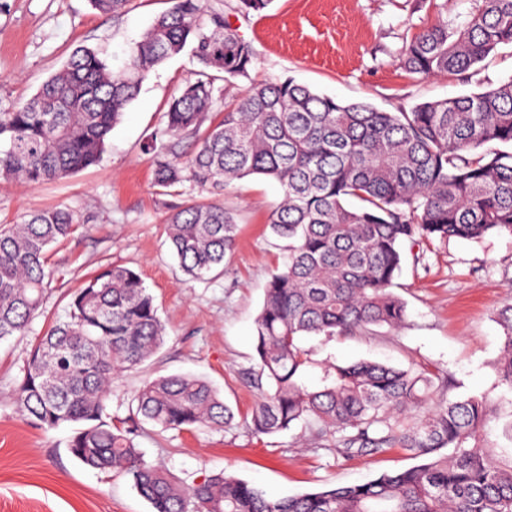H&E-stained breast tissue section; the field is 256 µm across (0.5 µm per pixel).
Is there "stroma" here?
<instances>
[{
	"mask_svg": "<svg viewBox=\"0 0 512 512\" xmlns=\"http://www.w3.org/2000/svg\"><path fill=\"white\" fill-rule=\"evenodd\" d=\"M271 0L261 13L238 12V0H205L250 43L255 80L292 78L343 102L364 101L385 112L498 87L512 79V46L504 45L463 75L422 78L398 65L406 39L434 21L437 8L464 11V0ZM169 0H129L106 16L88 0H0V111L31 98L79 46L99 50L123 68L137 41ZM182 51L150 73L138 97L112 130L101 161L38 187L0 180V224L24 212L66 206L84 225L51 253L55 279L44 314L29 333L0 340V512H151L130 479L81 465L67 450L74 432L65 424L47 432L26 421L13 400L31 344L50 321L64 318L72 292L107 264L139 273L155 297L166 336L158 352L112 386L107 417L126 418L136 390L149 379L192 374L217 387L234 412L224 429L160 431L142 425L135 438L144 458L162 463L175 480L192 484L225 473L274 497L360 484L415 466L391 450L347 458L336 448L305 441L301 427L257 436L250 430L258 395L244 379L253 365L255 320L271 275L288 261V243L267 219L281 185L249 177L220 197L237 222L236 246L222 271L193 280L178 268L166 243L165 219L179 199L200 198L186 184L182 198L157 194L146 144L162 124L167 101L197 70ZM407 304L397 328L356 336H308L313 362L305 375L315 386L327 363L373 360L400 368L447 371L449 397L498 395L492 363L502 329L496 312L512 300V234L414 247L393 288Z\"/></svg>",
	"mask_w": 512,
	"mask_h": 512,
	"instance_id": "stroma-1",
	"label": "stroma"
}]
</instances>
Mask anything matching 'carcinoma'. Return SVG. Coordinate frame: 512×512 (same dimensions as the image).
<instances>
[{
	"label": "carcinoma",
	"instance_id": "carcinoma-1",
	"mask_svg": "<svg viewBox=\"0 0 512 512\" xmlns=\"http://www.w3.org/2000/svg\"><path fill=\"white\" fill-rule=\"evenodd\" d=\"M128 2L89 0L112 15ZM468 2L405 42L401 67L421 77L462 74L512 44V0ZM188 45L200 69L167 103L159 137L168 144L146 145L158 194L181 195L190 182L218 195L249 176L283 187L268 224L288 240L289 257L255 321L252 432L302 423L315 440L336 438L348 458L398 449L422 462L275 500L223 473L176 482L145 461L134 442L141 423L222 428L234 414L207 381L171 375L143 384L128 419L104 421L114 380L166 336L154 296L120 265L74 291L66 319L35 342L15 388L18 410L45 430L81 424L68 452L88 468L129 475L152 512H512V302L496 313L503 336L493 368L505 393L495 397L447 398L449 377L438 370L369 360L326 366L311 390L301 347L306 336L400 326L406 303L391 287L406 243L512 234V80L395 113L286 78L250 84L215 122L217 74L227 86L249 78L252 47L203 0H172L120 71L99 51L77 48L29 100L0 112V179L40 186L97 164L150 72ZM187 138L195 148L183 156L176 147ZM80 227L77 212L58 206L0 227V340L28 331L54 279L50 252ZM165 232L182 272L200 279L234 249L236 220L221 203L191 199L171 211Z\"/></svg>",
	"mask_w": 512,
	"mask_h": 512
}]
</instances>
